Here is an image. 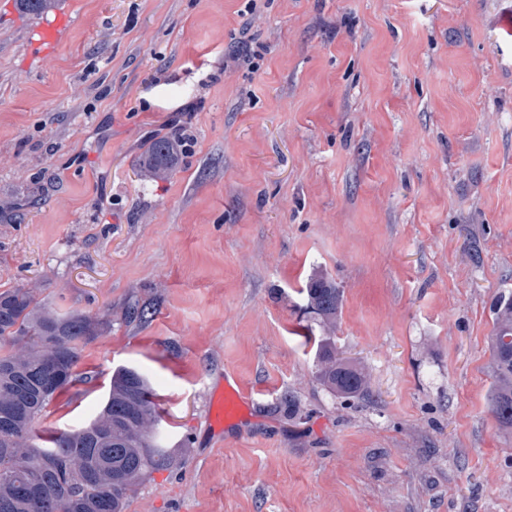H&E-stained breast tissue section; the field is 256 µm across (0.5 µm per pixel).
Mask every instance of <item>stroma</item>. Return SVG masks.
I'll return each mask as SVG.
<instances>
[{
  "label": "stroma",
  "instance_id": "stroma-1",
  "mask_svg": "<svg viewBox=\"0 0 512 512\" xmlns=\"http://www.w3.org/2000/svg\"><path fill=\"white\" fill-rule=\"evenodd\" d=\"M70 2L39 65L33 16L0 0V292L112 316L36 430L87 424L130 367L174 463L125 512H512L487 400L512 0ZM172 136L174 175L141 179ZM318 275L356 399L316 378ZM229 378L251 400L221 423ZM181 141L177 137H167L154 141L139 158L140 173L157 181L169 178L176 169ZM310 306L319 315L324 327L336 328L341 308V290L323 276L311 278L306 288Z\"/></svg>",
  "mask_w": 512,
  "mask_h": 512
}]
</instances>
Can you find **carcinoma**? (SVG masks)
Instances as JSON below:
<instances>
[{"mask_svg": "<svg viewBox=\"0 0 512 512\" xmlns=\"http://www.w3.org/2000/svg\"><path fill=\"white\" fill-rule=\"evenodd\" d=\"M26 13L42 14L55 0H17ZM181 141H154L139 158L140 173L157 181L176 169ZM324 327H336L341 290L318 276L306 288ZM490 411L512 430V293L493 306ZM111 327L107 318L59 315L22 289L0 293V407L15 427L0 434V512H124L134 488L171 463L159 446L158 413L148 379L134 368L112 375L99 414L79 429H54L43 437L35 422L55 396L78 382L81 348ZM316 377L334 395L355 398L366 379L353 363L336 357L329 337L317 344Z\"/></svg>", "mask_w": 512, "mask_h": 512, "instance_id": "1", "label": "carcinoma"}]
</instances>
